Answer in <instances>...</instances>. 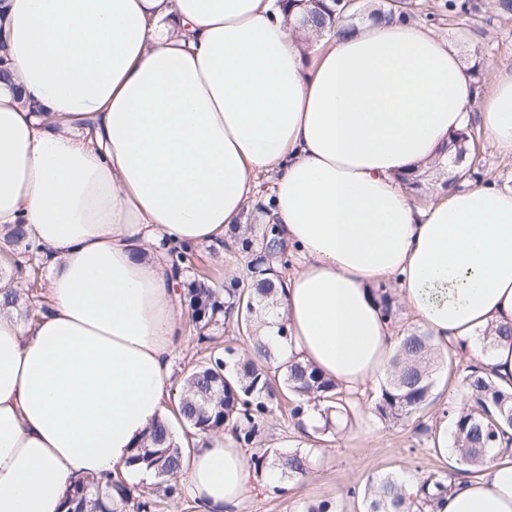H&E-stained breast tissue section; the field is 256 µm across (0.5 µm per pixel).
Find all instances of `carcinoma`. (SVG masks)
<instances>
[{
    "instance_id": "carcinoma-1",
    "label": "carcinoma",
    "mask_w": 512,
    "mask_h": 512,
    "mask_svg": "<svg viewBox=\"0 0 512 512\" xmlns=\"http://www.w3.org/2000/svg\"><path fill=\"white\" fill-rule=\"evenodd\" d=\"M348 0H314L307 22L316 29L332 26L349 12ZM255 229L245 225L234 236L240 253L254 252ZM12 245L24 246L33 256L24 225L15 224L7 234ZM256 253V252H254ZM285 246L276 234V225L262 232L261 248L250 260V285L240 287L233 278L224 296L209 285L203 276L182 282L183 298L188 301L191 321L200 343L210 344L215 337L211 326L222 320L243 329L251 346L239 352L231 346H214L187 372L179 394L176 422L186 435L195 432L229 430L239 444L251 448L266 423L285 400L293 407L292 419L300 421L310 403L323 406L325 433L333 428L331 413H350L348 397L316 370L293 359L278 356V347L259 335V318L277 306V289L273 278L277 267L286 266ZM444 359L438 354L430 336L410 332L401 337L389 361L386 377L380 386L375 409L381 418L400 422L418 413L429 402L435 374ZM463 407L451 406L453 449L458 463L472 469L484 466L495 452L512 448V390L501 387L492 370L470 367L463 379ZM185 449L181 447L169 422L159 421L136 449L128 465L150 471L160 478L155 494L133 504L136 512H156V498L175 501L183 488L177 477L185 466ZM256 471L273 468L279 481L286 483L306 477L311 470L308 454L299 450L282 452L259 449L250 456ZM453 487L445 471L429 474L413 484L408 492L405 481L395 474H384L369 481L363 496L365 512H434V505ZM131 502L130 489L120 478H80L69 488L65 512H117L111 503Z\"/></svg>"
}]
</instances>
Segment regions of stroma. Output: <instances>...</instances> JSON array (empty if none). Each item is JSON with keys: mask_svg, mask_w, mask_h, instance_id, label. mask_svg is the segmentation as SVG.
<instances>
[{"mask_svg": "<svg viewBox=\"0 0 512 512\" xmlns=\"http://www.w3.org/2000/svg\"><path fill=\"white\" fill-rule=\"evenodd\" d=\"M406 2L416 23L443 34L466 59L478 62L480 74L471 80L476 92L487 90L492 73L512 69V9H503L500 0H469L464 12L448 11L447 0ZM474 142L472 171L465 185L511 188L512 158L499 155L482 131H475ZM189 255L194 265L210 270L212 286L219 290L228 284L229 270L245 274L249 261L227 240L190 249ZM448 353L452 367L438 370L428 405L408 421L392 424L380 417L374 386L352 393L351 416L321 439L304 436L288 416L274 415L260 437V447L309 453L313 468L305 479L288 482L282 494L256 482L238 512H304L305 507L323 500L331 502L333 512H364L360 494L371 477L395 473L415 480L444 470L452 479H460L454 456L434 450L443 412L459 402L461 381L471 364L470 357L456 348H449Z\"/></svg>", "mask_w": 512, "mask_h": 512, "instance_id": "1", "label": "stroma"}]
</instances>
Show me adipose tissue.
Here are the masks:
<instances>
[{"label": "adipose tissue", "instance_id": "1", "mask_svg": "<svg viewBox=\"0 0 512 512\" xmlns=\"http://www.w3.org/2000/svg\"><path fill=\"white\" fill-rule=\"evenodd\" d=\"M303 0H0V266L26 225L48 308L0 309V512H63L74 480H149L127 464L166 419L182 333L168 246L276 225L299 261L260 329L343 390L397 346L381 283L398 279L438 347L512 386V190L413 204L401 175L478 120L512 157V71L476 103L469 65L410 21L337 24L312 50ZM273 176L258 207L254 174ZM195 512L250 483L224 433L191 439ZM437 512H512V459L462 479Z\"/></svg>", "mask_w": 512, "mask_h": 512}]
</instances>
